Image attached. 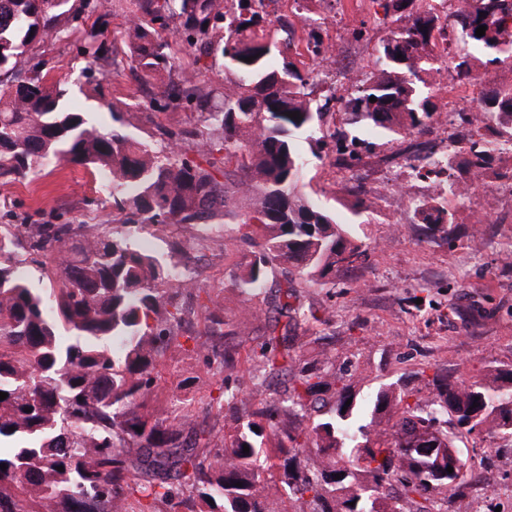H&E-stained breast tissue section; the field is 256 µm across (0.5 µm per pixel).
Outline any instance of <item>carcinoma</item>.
I'll return each instance as SVG.
<instances>
[{"mask_svg": "<svg viewBox=\"0 0 512 512\" xmlns=\"http://www.w3.org/2000/svg\"><path fill=\"white\" fill-rule=\"evenodd\" d=\"M273 2L132 0L124 54L142 85L162 87L145 109L112 104L114 126L103 130L65 107L68 89L49 81L39 60L46 44L69 38L91 0H0V179H24L54 159L105 171L112 199L109 231L0 224V392L8 394L0 400V512H275L273 496L290 504L281 512H403L405 502L440 512V496L482 483L474 459L489 449L475 441L512 443V369L467 384L436 368L362 398L327 359L304 358L293 336L301 320L330 322L296 303L298 286L368 257L349 225L302 191L307 155L320 160L332 143L335 162L352 167L344 142L357 141L350 126L359 123L386 137L428 135L438 108L423 73L436 61L437 36L449 30L462 41L454 57L461 80L475 52L489 65L512 59V0H465L450 21L414 10L416 0H378L395 27L374 71L345 96L329 85L317 98L313 88L325 79L304 53L322 49L321 34L311 28L295 39L290 23L271 18ZM173 21L179 49L197 61L221 59L232 87L217 94L182 66L160 36ZM99 37L94 26L83 30L82 48L89 68L105 75L113 61L99 52ZM184 103L195 109L192 121H156ZM478 103L482 122L463 113L461 127L467 165L481 177L493 160L481 123L512 144V92L484 86ZM294 111L297 120L287 116ZM337 112L343 122L332 127ZM413 160L419 172L447 173L448 157L421 142ZM416 212L426 240H448L444 202ZM218 224L235 225L248 246L232 286L253 315L263 313L254 299L276 268L295 274L263 298L278 318L244 355L235 343L241 325L224 320L191 267L200 247L222 246ZM174 225L194 233L170 237L164 255L143 247L142 234ZM23 265L50 281L48 292L18 272ZM198 316L213 342L186 331ZM189 343L224 374V402L211 399L206 410L227 413L228 434L194 427L187 405L169 411L185 381L164 390L159 366L170 348ZM243 366L255 387L282 378L290 386L257 406L227 383ZM452 451L463 478L429 486Z\"/></svg>", "mask_w": 512, "mask_h": 512, "instance_id": "carcinoma-1", "label": "carcinoma"}]
</instances>
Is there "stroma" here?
<instances>
[{
    "label": "stroma",
    "instance_id": "obj_1",
    "mask_svg": "<svg viewBox=\"0 0 512 512\" xmlns=\"http://www.w3.org/2000/svg\"><path fill=\"white\" fill-rule=\"evenodd\" d=\"M342 11L355 15L345 45L358 74L338 79L339 93L362 83L374 67L387 23L378 19L374 0H342ZM116 64L109 76L85 83L86 60L80 42L60 41L42 55L50 81L72 84L71 103L111 125L108 106L138 97L147 100L120 42H113ZM456 125L436 114L430 141L437 153H450L457 183H474L466 199L449 197L454 216L449 241H424L416 203L433 198L431 179L417 176L407 160L405 139L366 134L371 149L359 164L337 175L330 161L311 160L307 189L335 209L340 220L355 225L367 246V266L337 272L326 285L305 284L298 294L304 307L326 309L330 322L309 323L295 331L306 356L327 352L337 375L359 380L362 391L377 389L400 376L447 368L477 380L488 366L512 368V198L502 186L512 180V150H494L493 170L474 178L458 145ZM395 179L408 181L410 195L398 200L386 190ZM363 185L365 207L355 210L354 186ZM111 204L100 190V177L83 167L44 169L8 185L0 184V224H107ZM245 249L235 233L223 248L205 247L194 261L199 280L213 288L227 316L241 320L243 303L230 288L233 264ZM163 385L187 380L184 398L198 419L223 428L224 417L206 413L204 404L223 376L206 371L198 357L172 348L160 367ZM482 485L450 498L447 512H512V447L492 453L481 467Z\"/></svg>",
    "mask_w": 512,
    "mask_h": 512
}]
</instances>
